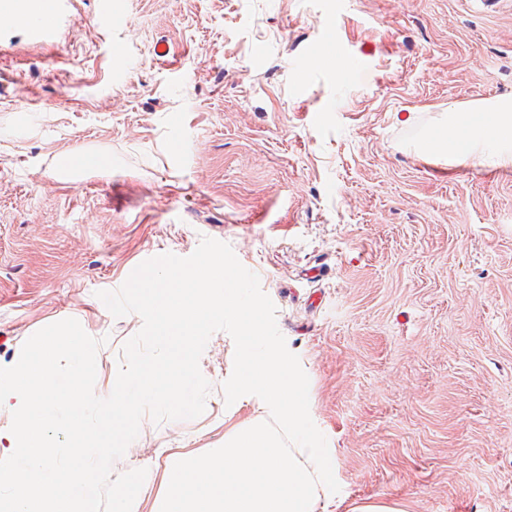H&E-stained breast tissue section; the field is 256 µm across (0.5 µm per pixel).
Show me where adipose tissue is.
Instances as JSON below:
<instances>
[{
    "instance_id": "adipose-tissue-1",
    "label": "adipose tissue",
    "mask_w": 512,
    "mask_h": 512,
    "mask_svg": "<svg viewBox=\"0 0 512 512\" xmlns=\"http://www.w3.org/2000/svg\"><path fill=\"white\" fill-rule=\"evenodd\" d=\"M427 149L481 166L512 167V100L478 103L438 123Z\"/></svg>"
}]
</instances>
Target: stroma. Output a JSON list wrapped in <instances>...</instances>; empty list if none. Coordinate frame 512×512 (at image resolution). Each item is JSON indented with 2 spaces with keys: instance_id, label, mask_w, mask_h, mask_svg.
<instances>
[{
  "instance_id": "1",
  "label": "stroma",
  "mask_w": 512,
  "mask_h": 512,
  "mask_svg": "<svg viewBox=\"0 0 512 512\" xmlns=\"http://www.w3.org/2000/svg\"><path fill=\"white\" fill-rule=\"evenodd\" d=\"M112 2L109 21L69 0L47 44L0 16V367L73 318L107 397L143 321L97 292L213 238L309 377L338 512H512V168L419 147L445 113L512 97V0ZM83 153L103 165L62 168ZM233 356L214 332L204 412L143 416L114 462L152 476L138 512L257 417L224 411Z\"/></svg>"
}]
</instances>
